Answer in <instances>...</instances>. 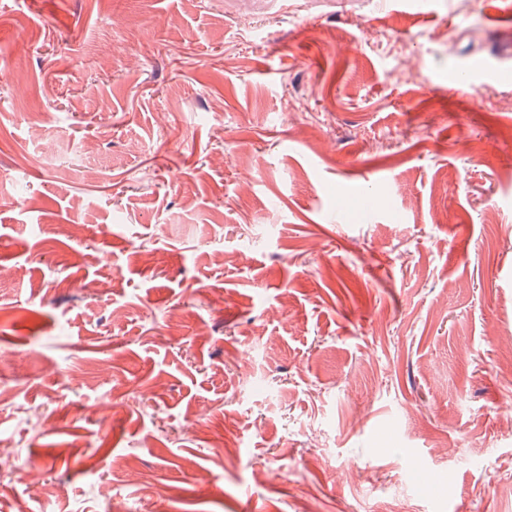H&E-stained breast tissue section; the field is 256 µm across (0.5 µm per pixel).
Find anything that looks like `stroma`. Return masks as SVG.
I'll use <instances>...</instances> for the list:
<instances>
[{
  "label": "stroma",
  "instance_id": "35a3bbf8",
  "mask_svg": "<svg viewBox=\"0 0 512 512\" xmlns=\"http://www.w3.org/2000/svg\"><path fill=\"white\" fill-rule=\"evenodd\" d=\"M512 0H0V512H512Z\"/></svg>",
  "mask_w": 512,
  "mask_h": 512
}]
</instances>
